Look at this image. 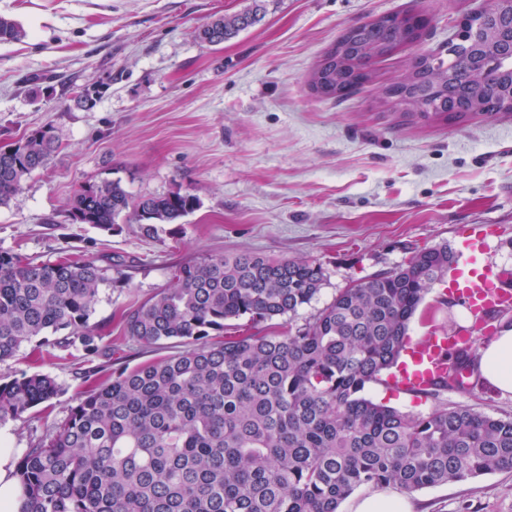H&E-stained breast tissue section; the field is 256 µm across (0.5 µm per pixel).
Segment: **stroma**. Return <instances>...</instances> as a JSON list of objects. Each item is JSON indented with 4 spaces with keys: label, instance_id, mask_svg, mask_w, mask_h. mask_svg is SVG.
Segmentation results:
<instances>
[{
    "label": "stroma",
    "instance_id": "1",
    "mask_svg": "<svg viewBox=\"0 0 512 512\" xmlns=\"http://www.w3.org/2000/svg\"><path fill=\"white\" fill-rule=\"evenodd\" d=\"M251 0H0V15L27 36L0 42V147L43 126L59 148L0 207V250L38 259L77 254L122 263L120 288H106L91 316L107 349L23 345L0 377L48 373L62 386L50 406L0 424V441L21 453L55 433L88 390L82 375L107 379L119 365L163 357L137 347L121 318L162 288L176 265L249 252L320 262L328 303L351 280L389 270L413 249L457 248L465 231L490 233L484 259L512 272V112L442 121L408 117L382 91L416 54H444L464 14L486 0H264L265 17L218 45L197 31ZM414 10L430 21L424 40L374 67L341 100L315 96L307 79L351 26ZM96 87L89 108L81 88ZM120 180L135 197L181 190L200 205L182 229L143 237L126 218L114 230L77 224L69 201L88 181ZM457 301L435 284L409 330L456 331ZM452 403L512 414V395L483 382ZM421 512H512V473L409 494Z\"/></svg>",
    "mask_w": 512,
    "mask_h": 512
}]
</instances>
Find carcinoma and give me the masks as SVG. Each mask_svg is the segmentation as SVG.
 <instances>
[{
    "label": "carcinoma",
    "instance_id": "1",
    "mask_svg": "<svg viewBox=\"0 0 512 512\" xmlns=\"http://www.w3.org/2000/svg\"><path fill=\"white\" fill-rule=\"evenodd\" d=\"M262 0L198 32L218 45L261 21ZM26 31L0 16V41ZM343 64L357 85L376 61L403 48L401 25L381 19L350 27ZM478 47L496 54L497 35L448 43V59H410V77L438 74L425 114L460 119L474 104L495 115L512 112L496 88L512 82L507 66L474 68ZM319 97L336 90V48L312 71ZM22 150L0 152V205L45 167L58 148L53 128L22 138ZM200 202L171 191L133 198L119 180L87 182L69 213L81 224L112 229L125 215L146 238ZM456 255L448 245L410 251L403 263L357 279L308 317L327 276L309 259L251 253L207 254L177 266L172 287L129 309L124 335L146 348L175 340L181 350L112 372L72 406L53 435L16 457L15 475L27 499L21 512H338L360 488L413 493L512 471V416L496 417L443 395L461 392L456 374L475 368L474 350L446 354L448 373L412 394L436 402L427 414L403 412L367 397L385 384L409 341L412 318ZM116 275H111L110 271ZM125 278L80 256L38 261L0 250V363L32 339L81 345L103 353L89 324L102 289ZM288 318V330L268 331ZM46 374L0 378V423L18 420L54 399Z\"/></svg>",
    "mask_w": 512,
    "mask_h": 512
}]
</instances>
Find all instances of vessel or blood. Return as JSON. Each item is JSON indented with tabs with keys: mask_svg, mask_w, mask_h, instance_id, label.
<instances>
[{
	"mask_svg": "<svg viewBox=\"0 0 512 512\" xmlns=\"http://www.w3.org/2000/svg\"><path fill=\"white\" fill-rule=\"evenodd\" d=\"M487 234L484 230L473 229L458 253L455 278L461 286L459 292L473 317V331L467 335H447L431 332L417 341L409 352L408 362L402 364L395 377L396 383L404 389L423 388L431 380L448 369L444 354L454 344L472 343L475 335L483 329V317L489 309L512 306V286L503 283L500 275L483 264L478 254L484 251Z\"/></svg>",
	"mask_w": 512,
	"mask_h": 512,
	"instance_id": "1",
	"label": "vessel or blood"
}]
</instances>
